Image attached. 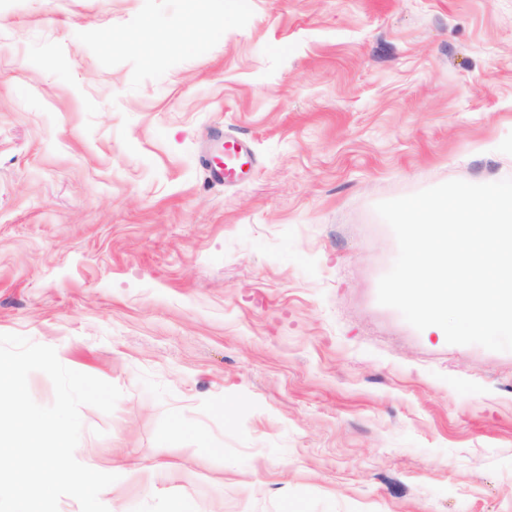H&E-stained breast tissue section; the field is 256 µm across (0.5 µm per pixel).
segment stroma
<instances>
[{
  "label": "stroma",
  "mask_w": 512,
  "mask_h": 512,
  "mask_svg": "<svg viewBox=\"0 0 512 512\" xmlns=\"http://www.w3.org/2000/svg\"><path fill=\"white\" fill-rule=\"evenodd\" d=\"M505 178L512 0H0V334L121 390L109 512H512V351L379 304L374 210ZM168 36H170V32L168 30L149 25L136 35H124L119 37H115L113 35L112 40L113 42L118 40V42L122 44H133L142 50H147L149 41L159 37L164 38ZM254 161V154L245 141L227 136L214 153L204 158L203 164L211 179L226 185L243 181Z\"/></svg>",
  "instance_id": "stroma-1"
}]
</instances>
